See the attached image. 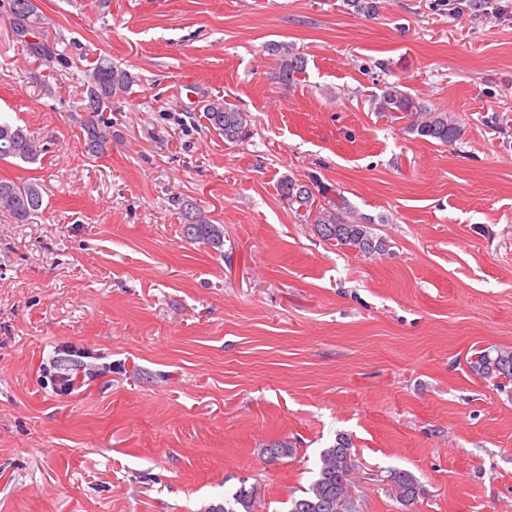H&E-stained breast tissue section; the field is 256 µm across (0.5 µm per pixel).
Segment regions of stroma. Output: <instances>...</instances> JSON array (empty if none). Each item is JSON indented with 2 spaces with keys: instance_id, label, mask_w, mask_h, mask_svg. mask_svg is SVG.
<instances>
[{
  "instance_id": "35a3bbf8",
  "label": "stroma",
  "mask_w": 512,
  "mask_h": 512,
  "mask_svg": "<svg viewBox=\"0 0 512 512\" xmlns=\"http://www.w3.org/2000/svg\"><path fill=\"white\" fill-rule=\"evenodd\" d=\"M375 3L39 0L66 69L0 0V112L47 148L0 162L45 185L29 223L0 215V512H210L243 482L287 512L340 433L358 512H512V382L469 367L512 347V0ZM273 40L307 59L295 89ZM101 56L136 83L96 158L76 77ZM393 83L462 138L373 112ZM216 96L249 112L242 142L209 129ZM286 177L334 189L385 254L324 241ZM175 196L222 248L184 238ZM16 38L20 41H23V42H34L35 40L32 38V36L30 35V31H27V30H19L16 34ZM23 42H18L23 48H25L27 51H29L30 53L33 54V56H43L45 57V59H55L58 63L62 64L63 66L67 67L69 65V60H68V56L66 55V53L63 51H57V53L55 52V50L52 48V50H50L49 48L45 47V46H40V45H37V46H30L29 44H26V43H23ZM400 502L413 504L416 496L421 495V486L417 479L408 471L391 470L388 476Z\"/></svg>"
}]
</instances>
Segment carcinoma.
<instances>
[{"instance_id": "1", "label": "carcinoma", "mask_w": 512, "mask_h": 512, "mask_svg": "<svg viewBox=\"0 0 512 512\" xmlns=\"http://www.w3.org/2000/svg\"><path fill=\"white\" fill-rule=\"evenodd\" d=\"M38 0H9V20L13 28L27 27L37 33L42 28L45 16L37 5ZM22 47L35 56L54 59L63 66L69 65L63 51L45 46ZM268 51L278 61L276 79L290 89L300 84L307 62L293 45L285 41H274ZM135 80L125 69L105 57L90 62L87 79L82 82L79 111L87 114L84 120L83 141L86 151L94 156L107 153L112 141V117L116 111L115 99L126 96ZM374 111L390 118L407 119V129L429 142L453 145L459 141L462 128L459 119L447 112L431 110L420 103L399 85L384 87L382 93L372 98ZM204 118L208 126L224 136L229 143L241 141L251 124L249 113L234 104L217 97L204 105ZM46 151L33 135L22 125L0 116V161L34 163ZM43 184L34 178L25 180L0 179V213H6L16 224L26 223L30 216L41 209ZM282 197L288 201L289 209L307 224L315 226L326 241L339 246L351 247L365 255H380L386 251L382 239L375 236L371 227L357 222L354 211L342 197H328L330 189L322 187L313 191L308 185L292 178L282 181ZM177 215L185 235L190 240L200 241L213 247L224 244V231L210 223L198 206L187 199L176 197ZM471 370L485 379L504 378L512 381V347L482 349L471 358ZM353 443L345 434L336 435L335 443L324 449L316 465L315 476L303 495L291 500L288 512H356L357 506L350 490V476L357 468L352 455ZM269 459L275 461L292 453L288 441H275L266 446ZM392 489L400 502L414 503L421 495V486L408 471L392 470L389 474ZM257 488L246 485L238 487L224 505L213 508V512H255Z\"/></svg>"}]
</instances>
